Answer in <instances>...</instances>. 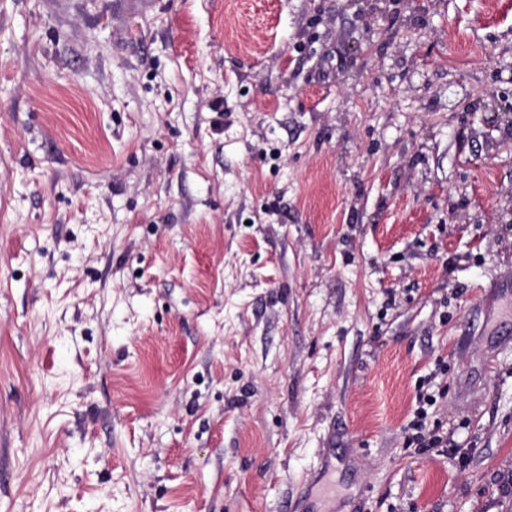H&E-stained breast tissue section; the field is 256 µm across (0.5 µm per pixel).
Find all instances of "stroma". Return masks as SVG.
Returning <instances> with one entry per match:
<instances>
[{
    "label": "stroma",
    "mask_w": 512,
    "mask_h": 512,
    "mask_svg": "<svg viewBox=\"0 0 512 512\" xmlns=\"http://www.w3.org/2000/svg\"><path fill=\"white\" fill-rule=\"evenodd\" d=\"M307 493L512 512V0H0V512ZM436 398L431 393H424L421 391L419 394L420 406L414 419L407 425L405 439L408 444H416L419 448H447L448 447V434H440L439 429H432L427 434L424 433V422L427 411L425 405L433 406Z\"/></svg>",
    "instance_id": "1"
}]
</instances>
